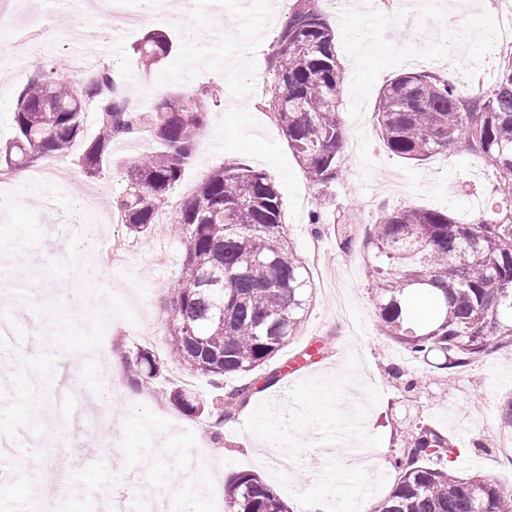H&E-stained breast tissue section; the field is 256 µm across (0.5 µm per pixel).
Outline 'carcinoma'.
I'll use <instances>...</instances> for the list:
<instances>
[{
    "instance_id": "obj_1",
    "label": "carcinoma",
    "mask_w": 512,
    "mask_h": 512,
    "mask_svg": "<svg viewBox=\"0 0 512 512\" xmlns=\"http://www.w3.org/2000/svg\"><path fill=\"white\" fill-rule=\"evenodd\" d=\"M172 50L160 32L146 34L136 48L151 64ZM271 65L277 83L269 110L309 180L328 187L342 175L338 89L345 75L335 30L318 0H295ZM207 96L206 90L174 91L144 111L114 86L110 69L77 84L50 60L19 93L0 170L67 154L92 105L99 129L81 158L85 173L112 164L117 140L151 142L124 164L123 189L112 199L127 230L145 235L205 132ZM375 114L393 154L423 161L462 150L479 156L496 178L498 206L489 215L458 224L446 212L397 210L373 225L369 239L368 273L384 333L417 358L442 354V369L452 374L512 345V63L500 68L492 86L468 93L432 72L399 74L383 87ZM175 232L185 255L168 319L169 355L187 372L208 376L217 394L207 403L176 386L165 396L190 416L210 418L219 436L258 393L250 373L298 335L314 284L287 238L278 189L248 166L211 172L181 208ZM126 360L134 389L162 375L148 348ZM227 377L236 384H223ZM460 455L454 442L418 420L393 457L397 482L369 512H512V489L448 471L450 458ZM224 495L228 512H290L256 474L234 475Z\"/></svg>"
}]
</instances>
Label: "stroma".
I'll return each mask as SVG.
<instances>
[{
    "instance_id": "1",
    "label": "stroma",
    "mask_w": 512,
    "mask_h": 512,
    "mask_svg": "<svg viewBox=\"0 0 512 512\" xmlns=\"http://www.w3.org/2000/svg\"><path fill=\"white\" fill-rule=\"evenodd\" d=\"M149 28L122 33L119 42L101 40L88 67L106 65L116 82L135 93V104L153 105L180 89H206L218 103L209 107L206 131L192 162L169 191L166 220H174L197 185L213 169L241 163L264 172L281 196L285 230L302 258L320 245V276L301 332L272 360L280 367L307 344L326 341L328 351L270 388L261 390L235 421L213 438L201 418L175 409L162 392L174 386L176 365L167 355L169 300L182 268L184 245L171 228L137 236L112 221L108 196L123 186L119 162L139 152V142L112 148L114 167L84 173L80 157L97 133L94 111L84 115V131L60 163L71 179L60 186L38 185L13 177L0 191V290L12 303L18 331L11 354L0 366V430L23 429L40 442L59 441L60 416L42 401L30 416V379L60 371L71 352L99 348L100 357L79 363L70 394L82 401L100 390L112 405L113 447L91 436L71 457H42L49 467L70 472V481L52 488L55 512H87L90 491L119 485L112 467L120 454L125 471L143 475L169 492L170 512L191 500L194 512H211L198 487L173 480L187 452H199V485L225 483L239 473H254L280 492L293 512H355L360 492L375 498L392 489L396 474L392 453L399 446L406 417L415 415L457 440L460 457L451 463L459 476L478 473L512 486V464L497 446L502 429L499 406L512 394V347L473 362L454 380L442 383V370L412 357L385 336L375 311L368 275L366 239L382 213L406 207L449 212L466 223L486 212L496 182L482 160L463 151L434 155L416 163L384 147L374 109L382 87L406 71L432 70L470 91L474 77L492 82L507 60L497 46L496 14L489 0H416L413 13L398 0H321L336 30V51L345 72L340 87V117L346 139L358 153L346 159L341 178L331 187L311 183L271 119L267 101L275 85L269 65L273 44L287 17L268 14V0H171ZM0 8L23 26L28 40L40 42L41 61H59L65 76L76 73L73 54L86 32L68 12L45 6L42 27L29 24L24 0H0ZM163 31L172 54L143 70L132 47L147 29ZM96 191V209L80 210L77 199ZM324 232H315L312 212ZM93 224L96 233L65 250L51 226ZM331 224H352L356 232L341 246ZM124 243L122 260L104 264L113 238ZM87 296L100 313L104 333L92 336L69 320L63 300L70 291ZM147 347L159 359L163 376L152 391L124 384L125 357ZM403 364L419 387L408 405L387 367ZM121 377L118 390L101 391L100 377ZM13 478L0 479V505L40 512L34 468L11 455Z\"/></svg>"
}]
</instances>
